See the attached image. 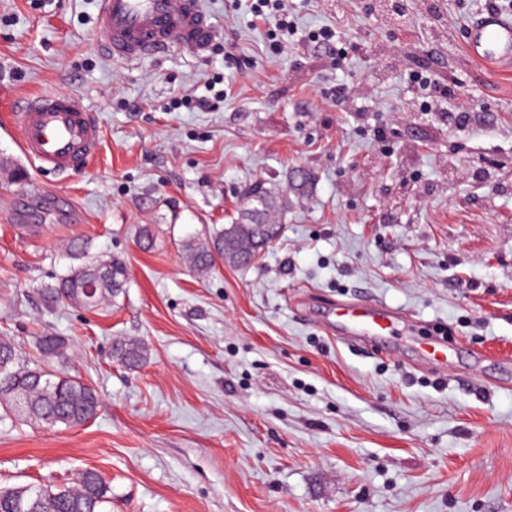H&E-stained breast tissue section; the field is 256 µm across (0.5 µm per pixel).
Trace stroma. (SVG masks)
Instances as JSON below:
<instances>
[{
  "label": "stroma",
  "mask_w": 512,
  "mask_h": 512,
  "mask_svg": "<svg viewBox=\"0 0 512 512\" xmlns=\"http://www.w3.org/2000/svg\"><path fill=\"white\" fill-rule=\"evenodd\" d=\"M204 3L205 53L127 62L97 45L98 0H0V336L26 360L37 337H62L58 369L101 400L78 427L0 425V486L90 468L108 512H512V68L464 61L484 0L434 14L405 0L401 27L382 0H286L302 45L285 53L251 0ZM322 27L359 44L345 67L309 42ZM413 70L459 82L467 126L420 111ZM217 76L220 108L171 109ZM51 91L102 131L64 175L24 158L11 122L19 99ZM258 183L288 201L283 236L256 264L196 275L183 241L239 221ZM45 191L80 221L53 222ZM74 236L82 252L64 249ZM113 257L128 272L115 305L45 300ZM355 299L404 317L389 345L326 326L329 305ZM440 335L444 365L422 353ZM120 336L145 343L143 366L113 361Z\"/></svg>",
  "instance_id": "stroma-1"
}]
</instances>
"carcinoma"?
Wrapping results in <instances>:
<instances>
[{"mask_svg":"<svg viewBox=\"0 0 512 512\" xmlns=\"http://www.w3.org/2000/svg\"><path fill=\"white\" fill-rule=\"evenodd\" d=\"M249 218L213 230L205 240L189 239L182 245L186 261L196 270L210 269L221 260L235 265L247 262L251 253L260 252V243L276 242L284 229L281 211L284 201L258 183L248 190ZM125 263L112 258L83 265L61 278L53 288L45 289L48 298L65 302L72 294L78 300L72 306L93 309L114 304L127 282ZM94 283L93 294L85 297L82 288ZM40 360L36 364L21 361L13 341L0 338V424L29 423L52 429L85 424L100 410L97 392L76 376L57 372L49 362L66 355L67 344L58 336L45 335L36 341ZM112 358L134 369L147 360L145 343L135 338L114 342ZM111 487L94 469L77 473L71 486L42 484L0 488V512H106Z\"/></svg>","mask_w":512,"mask_h":512,"instance_id":"carcinoma-1","label":"carcinoma"}]
</instances>
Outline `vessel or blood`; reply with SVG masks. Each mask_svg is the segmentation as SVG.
<instances>
[{
    "label": "vessel or blood",
    "mask_w": 512,
    "mask_h": 512,
    "mask_svg": "<svg viewBox=\"0 0 512 512\" xmlns=\"http://www.w3.org/2000/svg\"><path fill=\"white\" fill-rule=\"evenodd\" d=\"M214 25L200 0H99V48L116 59L140 61L179 45L206 50ZM466 58L477 65H512V17L494 11L466 27ZM24 155L46 170L65 173L97 155L100 128L80 102L67 93L25 98L16 114ZM331 313L347 340L380 342L392 335L399 318L388 307L369 302H339Z\"/></svg>",
    "instance_id": "b4317fda"
}]
</instances>
